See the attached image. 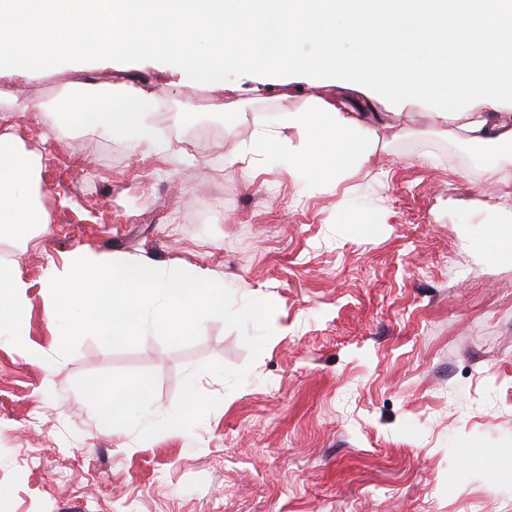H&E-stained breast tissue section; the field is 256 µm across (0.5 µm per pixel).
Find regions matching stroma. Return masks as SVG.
Returning <instances> with one entry per match:
<instances>
[{"instance_id":"stroma-1","label":"stroma","mask_w":512,"mask_h":512,"mask_svg":"<svg viewBox=\"0 0 512 512\" xmlns=\"http://www.w3.org/2000/svg\"><path fill=\"white\" fill-rule=\"evenodd\" d=\"M304 52L312 73L232 71L215 88L147 58L0 72V135L40 159L51 227L25 242L0 231V265L29 300L23 338L0 334V512H512V264L480 246L512 220V183L486 179L512 148L434 126L431 100L319 83L321 54ZM119 82L160 87L153 120L185 157L77 120L73 96ZM315 96L379 125L366 164L326 184L252 136ZM23 100L33 110H13ZM79 246L201 270L237 308L271 300L274 334L254 358L211 317L186 346L87 336L59 356L45 283ZM212 360L249 373L236 388L199 375L219 405L147 440L100 428L75 388L152 372L157 418Z\"/></svg>"}]
</instances>
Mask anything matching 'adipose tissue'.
Wrapping results in <instances>:
<instances>
[{
    "label": "adipose tissue",
    "instance_id": "obj_1",
    "mask_svg": "<svg viewBox=\"0 0 512 512\" xmlns=\"http://www.w3.org/2000/svg\"><path fill=\"white\" fill-rule=\"evenodd\" d=\"M0 0V67L37 70L69 55L167 60L180 43L178 66L194 81L222 84L228 71L276 77L305 71L302 46L317 47L327 81L369 85L398 100H434V124L453 123L478 146L512 144V5L492 11L488 0ZM218 36L219 50L201 54L198 41ZM349 43L354 53L346 54ZM87 113L110 134L165 154L172 145L152 116L160 94L132 84L82 94ZM301 132L292 170L328 180L364 164L377 130L343 103L315 99L289 113ZM34 163L10 135L0 136V225L22 234L44 226ZM26 283L0 267V331L23 336Z\"/></svg>",
    "mask_w": 512,
    "mask_h": 512
}]
</instances>
